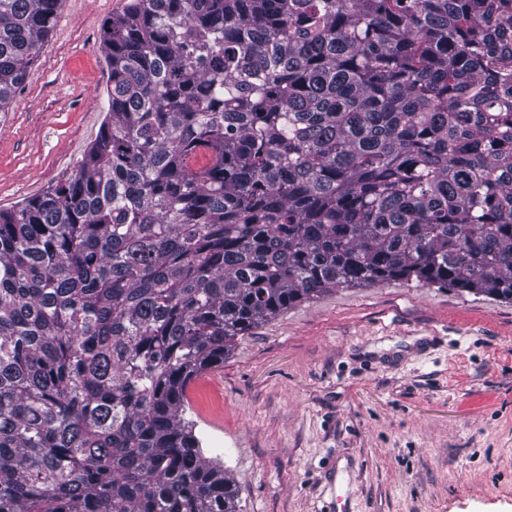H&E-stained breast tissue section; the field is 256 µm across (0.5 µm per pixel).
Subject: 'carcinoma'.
Here are the masks:
<instances>
[{
    "label": "carcinoma",
    "mask_w": 512,
    "mask_h": 512,
    "mask_svg": "<svg viewBox=\"0 0 512 512\" xmlns=\"http://www.w3.org/2000/svg\"><path fill=\"white\" fill-rule=\"evenodd\" d=\"M61 2L0 0L1 112ZM102 46L99 137L0 210V512H238L184 418L237 337L390 280L512 301V0H128Z\"/></svg>",
    "instance_id": "cac0c4a2"
}]
</instances>
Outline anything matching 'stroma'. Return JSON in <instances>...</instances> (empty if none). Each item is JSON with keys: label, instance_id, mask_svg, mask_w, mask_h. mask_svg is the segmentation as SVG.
Here are the masks:
<instances>
[{"label": "stroma", "instance_id": "35a3bbf8", "mask_svg": "<svg viewBox=\"0 0 512 512\" xmlns=\"http://www.w3.org/2000/svg\"><path fill=\"white\" fill-rule=\"evenodd\" d=\"M123 4L62 0L0 112V209L71 174L99 136L102 27ZM187 399L239 512H512V301L339 288L237 337Z\"/></svg>", "mask_w": 512, "mask_h": 512}]
</instances>
